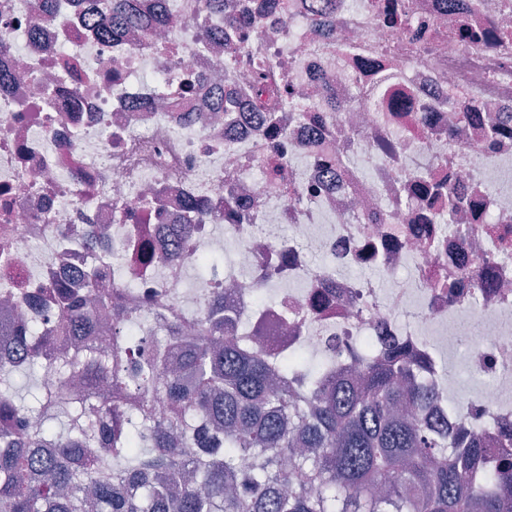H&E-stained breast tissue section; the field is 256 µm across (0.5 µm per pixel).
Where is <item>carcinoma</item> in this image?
<instances>
[{
  "mask_svg": "<svg viewBox=\"0 0 512 512\" xmlns=\"http://www.w3.org/2000/svg\"><path fill=\"white\" fill-rule=\"evenodd\" d=\"M166 2L141 16L110 0L96 25L112 34L166 24ZM263 89L274 65L253 67ZM454 114L457 129L479 112ZM348 146L322 153L334 171ZM444 185L425 175L416 193L434 223ZM89 274L85 299L57 290L55 336L0 318L11 361L0 363V512H512V452L474 474L478 432L455 435L426 416L421 367L392 348L381 362L289 375L299 359L224 335L226 296L206 303L193 334L161 324L136 334L139 315ZM110 333L98 358L67 348ZM37 365V406L10 392L8 375Z\"/></svg>",
  "mask_w": 512,
  "mask_h": 512,
  "instance_id": "cac0c4a2",
  "label": "carcinoma"
}]
</instances>
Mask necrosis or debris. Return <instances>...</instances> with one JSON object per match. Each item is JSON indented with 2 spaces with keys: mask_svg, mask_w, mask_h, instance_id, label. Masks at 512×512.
<instances>
[{
  "mask_svg": "<svg viewBox=\"0 0 512 512\" xmlns=\"http://www.w3.org/2000/svg\"><path fill=\"white\" fill-rule=\"evenodd\" d=\"M99 2L47 0L52 19L35 30L32 0H0V298L49 324L54 288L85 287L96 266L147 331L160 305L186 325L226 287L225 335L272 327L278 354L322 355L330 372L349 350L378 359L400 346L434 388L432 416L452 431L484 426L489 457L512 446V0H408L405 25L364 0H233L277 64L278 98L258 94L202 0H175L161 29L114 37L90 23ZM464 25L508 37L465 44L453 36ZM190 81L205 93L185 94ZM230 85L240 103L227 110ZM472 99L507 139L487 142L482 122L452 133ZM274 111L288 119L281 139L251 118ZM346 138L352 159L327 184L317 148ZM281 159L297 202L269 177ZM423 173L453 182L456 208L436 205L451 223L415 220L406 188ZM220 248L224 269L190 280ZM265 288L275 304H257ZM459 352L479 381L463 399L447 372Z\"/></svg>",
  "mask_w": 512,
  "mask_h": 512,
  "instance_id": "1",
  "label": "necrosis or debris"
}]
</instances>
